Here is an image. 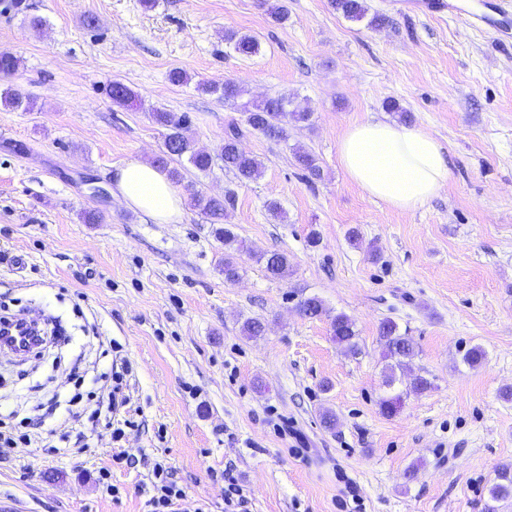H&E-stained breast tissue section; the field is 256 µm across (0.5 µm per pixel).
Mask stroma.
Wrapping results in <instances>:
<instances>
[{
	"label": "stroma",
	"instance_id": "35a3bbf8",
	"mask_svg": "<svg viewBox=\"0 0 512 512\" xmlns=\"http://www.w3.org/2000/svg\"><path fill=\"white\" fill-rule=\"evenodd\" d=\"M272 2L156 0L148 11L141 0H24L18 11L0 0V53L21 60L0 72V90L35 102L30 112L0 105V294L66 334L41 360L0 353V397L54 425L50 400L73 394V364L105 370L97 348L111 343L132 367L136 422L117 442L84 425L83 447L54 456L0 450V512H145L156 462L187 492L178 512H224L212 475L227 469L252 512H348L356 496L362 512H512V500L489 493L512 467V400L500 395L512 386V45L405 0H367L388 19L378 29L330 0H282L278 24ZM30 15L44 27L31 29ZM231 29L256 36L260 53H235ZM177 70L189 81L172 82ZM116 80L139 106L112 102ZM227 80L245 98L285 94L314 112L284 141L245 132L243 148L264 164L257 180L239 182L218 161L205 171L176 163L183 184L235 194L227 221L248 249L233 282L213 218L188 204L181 222L158 224L88 186L111 188L117 167L153 160L164 139L156 107L188 115L198 147L218 153L244 116L196 85ZM390 100L450 159L445 190L414 210L369 197L339 162L351 125L396 120ZM297 147L317 157L321 180H306ZM271 199L283 218L268 213ZM86 211L103 222L83 223ZM272 250L287 253V277L257 261ZM312 295L324 305L316 318L298 310ZM339 313L358 331L357 357L331 336ZM249 317L264 335L243 336ZM386 317L417 345L409 375L433 383L389 415ZM473 346L486 356L472 367L462 356ZM104 469L119 499L100 483Z\"/></svg>",
	"mask_w": 512,
	"mask_h": 512
}]
</instances>
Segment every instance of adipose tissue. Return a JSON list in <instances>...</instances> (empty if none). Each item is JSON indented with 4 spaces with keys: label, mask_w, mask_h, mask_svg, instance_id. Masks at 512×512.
Here are the masks:
<instances>
[{
    "label": "adipose tissue",
    "mask_w": 512,
    "mask_h": 512,
    "mask_svg": "<svg viewBox=\"0 0 512 512\" xmlns=\"http://www.w3.org/2000/svg\"><path fill=\"white\" fill-rule=\"evenodd\" d=\"M348 177L369 196L399 210L423 206L448 183L450 160L443 145L421 126L367 119L353 124L339 142ZM112 194L128 208L160 224L179 223L181 190L149 162L116 168Z\"/></svg>",
    "instance_id": "1"
}]
</instances>
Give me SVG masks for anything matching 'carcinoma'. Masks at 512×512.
<instances>
[{"instance_id":"1","label":"carcinoma","mask_w":512,"mask_h":512,"mask_svg":"<svg viewBox=\"0 0 512 512\" xmlns=\"http://www.w3.org/2000/svg\"><path fill=\"white\" fill-rule=\"evenodd\" d=\"M334 9L349 20L360 21L367 17L366 0H331ZM369 18V17H367ZM385 18L374 14L369 18L368 26L377 28ZM225 40L233 50L246 57L256 55L260 51V42L252 35L240 34L236 31L225 33ZM199 91L207 94H218L226 100L236 101L242 97L244 90L237 84L226 81L222 84L200 82ZM112 101L123 106L136 104L134 92L121 82L115 81L110 86ZM241 111L246 114V123L250 129L271 140H285L288 137V123H311L313 112L295 103L286 95L265 97L248 100L239 104ZM152 120L166 130L164 134V150L161 156L155 158V163L167 167L168 163L184 156L199 170L210 168L214 159L224 163V169L232 172L241 182L258 179L263 170V164L256 156L240 151L238 140L243 136L240 127L232 125L224 137L219 154L210 153L196 147L195 141L187 135V115H176L173 112L155 110L151 112ZM294 157L299 166L306 172L309 180L320 179L323 170L314 154L299 147L294 150ZM233 192L227 191L224 199L209 197L199 191L192 193L193 206L206 215L219 218L225 215L226 206L232 203ZM215 236L224 241V278L232 281L238 277V268L234 261L233 252L243 248V242L238 239L230 225L226 224L214 230ZM257 260L265 265L266 271L273 277L283 278L288 275L290 261L288 254L280 251H266L257 255ZM300 311L308 318L320 316L323 311L322 301L313 296L300 302ZM333 340L343 347L346 355L356 357L361 353L357 332L353 321L345 314L336 315L331 321ZM383 347V358L388 361L385 367V385L390 387L396 381V371L407 369L409 361L416 355V344L412 337L399 332L397 323L384 318L378 329ZM494 500L512 499V469L502 467L497 471L496 479L490 488Z\"/></svg>"}]
</instances>
